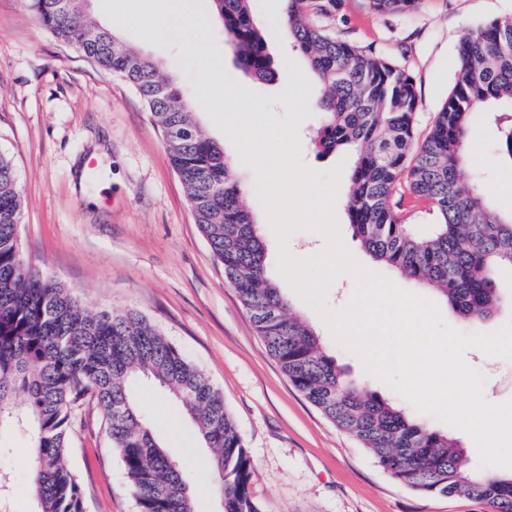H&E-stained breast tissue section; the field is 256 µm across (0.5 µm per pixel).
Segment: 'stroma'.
Returning <instances> with one entry per match:
<instances>
[{
	"label": "stroma",
	"mask_w": 512,
	"mask_h": 512,
	"mask_svg": "<svg viewBox=\"0 0 512 512\" xmlns=\"http://www.w3.org/2000/svg\"><path fill=\"white\" fill-rule=\"evenodd\" d=\"M144 0H90L91 23L112 29L133 52L177 78L201 131L224 146L243 187V203L258 219L267 244L269 275L286 293L293 312L321 336L337 363L354 380L393 402L400 395L368 373L362 359L333 337L320 315L278 269V242L258 197L257 176L242 163L224 124L212 112L214 88L252 90L262 114L288 119L275 96L293 77L287 61L305 65L286 27L274 25L282 0H256L254 21L280 67L275 81L251 80L237 65L211 0H189L203 23L192 26L170 9L167 33L155 35L143 21ZM512 15V0H420L409 14L374 12L369 0H344L324 25L336 36L403 66L420 96L417 133L425 135L450 94L457 73L456 45L468 27ZM255 101V102H256ZM298 128L303 165L316 173L339 169L334 215L341 242L369 271L399 287L439 301L415 282L391 275L353 239L346 211L348 151L320 158L311 141L319 114L307 108ZM497 132L478 121L470 145L480 160L463 170L482 178L501 210H512V193L494 162ZM0 154L12 159L21 195L18 225L26 261L70 289L90 310H134L159 327L224 396L253 460L250 490L263 512H495L464 497L425 494L395 481L372 455L339 430L289 382L224 280V269L201 235L187 192L176 175L160 129L139 96L72 44L41 28L28 0H0ZM467 363L482 373L493 403L512 399V361L476 348ZM139 401L157 437L174 448L193 493L195 512H224L212 493L211 475L196 458L205 445L177 403L150 381ZM23 437L0 456L13 490L7 512H35ZM68 464L81 488L84 512H138L133 489L106 433L103 408L88 402L70 432Z\"/></svg>",
	"instance_id": "35a3bbf8"
}]
</instances>
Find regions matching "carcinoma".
Returning <instances> with one entry per match:
<instances>
[{"instance_id": "obj_1", "label": "carcinoma", "mask_w": 512, "mask_h": 512, "mask_svg": "<svg viewBox=\"0 0 512 512\" xmlns=\"http://www.w3.org/2000/svg\"><path fill=\"white\" fill-rule=\"evenodd\" d=\"M253 0H213L238 65L253 79L276 78L256 27ZM276 22L291 32L322 94L315 147L354 156L347 199L353 237L377 262L436 288L469 325L495 317L512 272V212L495 208L463 179L477 115L498 133L497 161L512 169V19L466 29L457 44L459 75L423 139L414 78L390 60L326 31L342 0H283ZM379 14H404L419 0H369ZM36 22L126 81L160 127L172 166L188 191L195 222L225 281L292 385L336 427L366 448L397 482L428 494L491 503L512 512V476L471 467L459 442L401 406L346 378L316 332L291 312L266 271V243L243 204L223 146L204 136L182 88L149 59L120 46L86 19L84 0H29ZM422 201L438 222L420 234L403 217L404 198ZM14 165L0 155V438L30 437L28 468L37 512H83L67 463L71 417L86 399L101 405L107 432L139 512H195L180 461L154 435L134 394L146 377L182 406L210 451L213 492L224 512H261L249 485L253 463L224 397L206 375L134 310L91 312L25 261L18 234Z\"/></svg>"}]
</instances>
